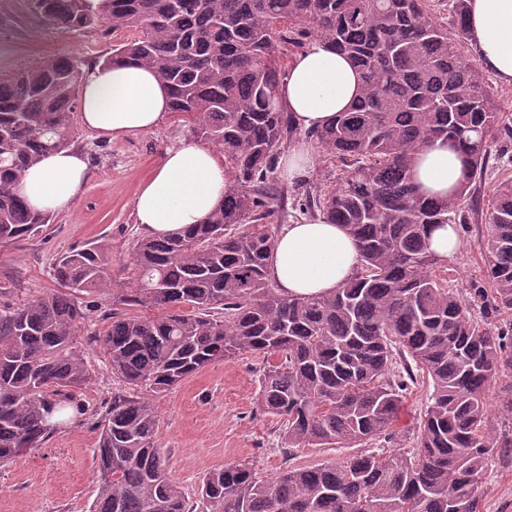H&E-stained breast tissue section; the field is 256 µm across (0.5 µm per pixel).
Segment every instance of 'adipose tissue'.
Wrapping results in <instances>:
<instances>
[{
    "label": "adipose tissue",
    "mask_w": 512,
    "mask_h": 512,
    "mask_svg": "<svg viewBox=\"0 0 512 512\" xmlns=\"http://www.w3.org/2000/svg\"><path fill=\"white\" fill-rule=\"evenodd\" d=\"M467 36L484 71L512 84V0H468ZM356 68L323 41L311 40L289 66L280 102L299 130L325 127L360 93ZM83 121L114 138L154 130L170 111V96L153 69L135 63L92 65L80 90ZM87 161L78 151L43 155L29 167L19 191L31 209L71 207L84 184ZM461 153L446 139L429 142L415 156L412 176L421 193L445 196L460 185ZM224 158L194 141L170 148L139 188L135 212L148 233L163 235L205 222L224 197ZM359 250L340 225L290 224L276 238L271 273L284 295L328 294L353 277Z\"/></svg>",
    "instance_id": "obj_1"
}]
</instances>
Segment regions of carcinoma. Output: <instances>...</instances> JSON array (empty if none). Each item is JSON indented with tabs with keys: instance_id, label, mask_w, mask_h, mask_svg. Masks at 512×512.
Segmentation results:
<instances>
[{
	"instance_id": "1",
	"label": "carcinoma",
	"mask_w": 512,
	"mask_h": 512,
	"mask_svg": "<svg viewBox=\"0 0 512 512\" xmlns=\"http://www.w3.org/2000/svg\"><path fill=\"white\" fill-rule=\"evenodd\" d=\"M105 16L83 0H30L64 29L137 31L104 63L152 67L171 111L224 156V199L202 224L136 241L108 276L96 247L56 260L57 288L0 309V463L86 414L75 391L91 381L78 327V293L150 316L112 314L96 338L122 386L94 449L98 491L89 512H197L170 475L148 395L173 390L210 365L241 355L265 366L259 402L282 421L284 448L363 449L340 465L288 466L265 479L246 462L209 470L198 489L206 512H481L485 472L512 455V426L488 427L487 386L512 418V176L493 188L479 247L484 278L461 295L430 250L434 228L468 224L491 153L512 146V113L493 98L476 61L463 57L467 0H448L454 34L431 0H110ZM321 38L361 73L362 90L328 126L305 133L341 165L334 184L288 181L278 172L299 130L279 103L287 47ZM80 75L66 57H41L0 74V243L49 223L17 186L44 154L72 142ZM444 137L465 158L453 196L426 197L412 159ZM357 242L356 274L327 295L289 297L271 259L284 204ZM411 359L405 374L394 360ZM432 385L410 448L381 456L404 393Z\"/></svg>"
}]
</instances>
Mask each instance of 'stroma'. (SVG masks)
<instances>
[{
	"label": "stroma",
	"instance_id": "1",
	"mask_svg": "<svg viewBox=\"0 0 512 512\" xmlns=\"http://www.w3.org/2000/svg\"><path fill=\"white\" fill-rule=\"evenodd\" d=\"M133 30L97 28L71 31L53 26L32 12L29 0H0V74L16 71L44 56L69 55L87 67L132 38ZM192 119L169 113L155 130L112 139L73 118V146L88 163L82 190L73 205L53 213L49 224L31 238L0 245V308L11 307L55 289L52 268L65 252L88 245L110 256L111 275L122 266L133 244L145 235L138 224L134 199L139 186L160 165L168 149L191 137ZM462 247L448 262V279L466 291L482 277L479 241L483 219L470 213ZM90 317L80 327L92 381L79 392L87 407L81 421L51 436L0 467V512H89L97 494L94 450L100 424L118 380L97 351L96 335L110 322L112 300L82 295ZM260 364L243 355L204 368L175 390L153 396L157 439L171 451L170 471L189 500H196L205 472L238 460H250L261 476L271 478L287 465L340 463L348 448H299L282 453L279 423L257 406ZM428 385L406 393L393 423V437L377 441L381 453L410 447L426 407ZM482 512H512V461H495L482 483Z\"/></svg>",
	"mask_w": 512,
	"mask_h": 512
}]
</instances>
